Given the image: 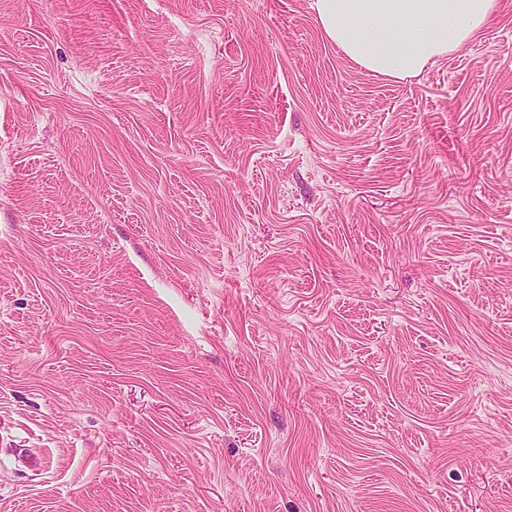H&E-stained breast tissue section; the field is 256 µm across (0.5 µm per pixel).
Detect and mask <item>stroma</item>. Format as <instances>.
Returning a JSON list of instances; mask_svg holds the SVG:
<instances>
[{"label": "stroma", "mask_w": 512, "mask_h": 512, "mask_svg": "<svg viewBox=\"0 0 512 512\" xmlns=\"http://www.w3.org/2000/svg\"><path fill=\"white\" fill-rule=\"evenodd\" d=\"M312 3L0 0V512H512V0ZM497 0H314L325 37L370 72L415 77L458 50L497 12Z\"/></svg>", "instance_id": "obj_1"}]
</instances>
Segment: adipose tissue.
<instances>
[{"mask_svg":"<svg viewBox=\"0 0 512 512\" xmlns=\"http://www.w3.org/2000/svg\"><path fill=\"white\" fill-rule=\"evenodd\" d=\"M325 37L370 72L415 77L486 26L497 0H314Z\"/></svg>","mask_w":512,"mask_h":512,"instance_id":"ef3b65f1","label":"adipose tissue"}]
</instances>
